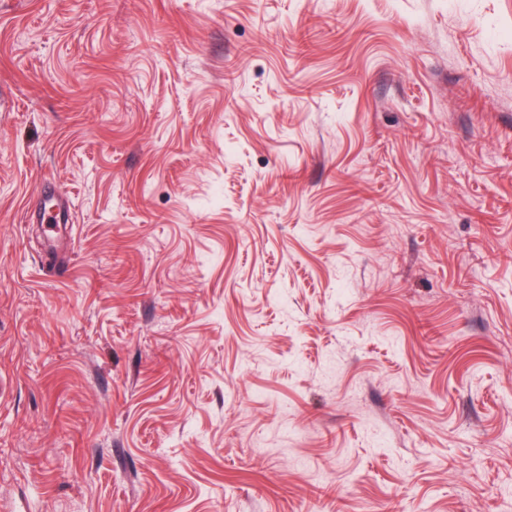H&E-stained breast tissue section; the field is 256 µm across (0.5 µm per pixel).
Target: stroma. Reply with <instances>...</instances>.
I'll return each mask as SVG.
<instances>
[{"instance_id":"35a3bbf8","label":"stroma","mask_w":512,"mask_h":512,"mask_svg":"<svg viewBox=\"0 0 512 512\" xmlns=\"http://www.w3.org/2000/svg\"><path fill=\"white\" fill-rule=\"evenodd\" d=\"M0 512H512V0H0Z\"/></svg>"}]
</instances>
